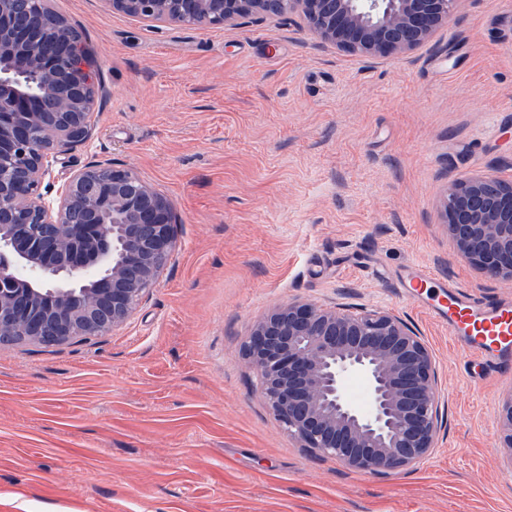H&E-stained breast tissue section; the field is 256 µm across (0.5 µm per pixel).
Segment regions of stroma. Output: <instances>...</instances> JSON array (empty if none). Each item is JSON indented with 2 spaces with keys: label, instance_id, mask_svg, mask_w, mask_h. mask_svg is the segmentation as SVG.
Here are the masks:
<instances>
[{
  "label": "stroma",
  "instance_id": "1",
  "mask_svg": "<svg viewBox=\"0 0 512 512\" xmlns=\"http://www.w3.org/2000/svg\"><path fill=\"white\" fill-rule=\"evenodd\" d=\"M50 6L105 89L54 179L135 169L173 202L176 247L122 327L0 345V512H512L494 446L512 372L483 370L399 286L423 266L474 299L512 297L442 218L454 180H512V0H465L426 46L380 59L288 23ZM292 298L388 310L425 340L442 418L428 458L354 472L274 419L245 343Z\"/></svg>",
  "mask_w": 512,
  "mask_h": 512
}]
</instances>
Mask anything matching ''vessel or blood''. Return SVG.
I'll return each mask as SVG.
<instances>
[{
  "label": "vessel or blood",
  "instance_id": "obj_1",
  "mask_svg": "<svg viewBox=\"0 0 512 512\" xmlns=\"http://www.w3.org/2000/svg\"><path fill=\"white\" fill-rule=\"evenodd\" d=\"M404 288L412 299L422 291L438 289L444 299L429 306L428 311L447 324L449 336L469 356L484 361L487 369L512 371V299L474 300L456 285L423 269L407 277Z\"/></svg>",
  "mask_w": 512,
  "mask_h": 512
}]
</instances>
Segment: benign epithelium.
Returning a JSON list of instances; mask_svg holds the SVG:
<instances>
[{"label":"benign epithelium","instance_id":"7a95c632","mask_svg":"<svg viewBox=\"0 0 512 512\" xmlns=\"http://www.w3.org/2000/svg\"><path fill=\"white\" fill-rule=\"evenodd\" d=\"M143 22L235 29L296 25L351 55L378 59L428 44L465 0H101ZM20 14L0 0V336L58 346L122 326L175 245L172 201L131 167L96 163L51 182V160L85 144L103 87L73 26L49 0ZM44 78L39 90L24 77ZM46 191H41V186ZM448 237L486 276L512 280V181H453ZM246 355L277 421L303 447L357 472L425 460L442 420L438 375L421 336L386 311L290 300L260 320ZM367 382L354 405L345 382ZM495 447L512 467V392Z\"/></svg>","mask_w":512,"mask_h":512}]
</instances>
